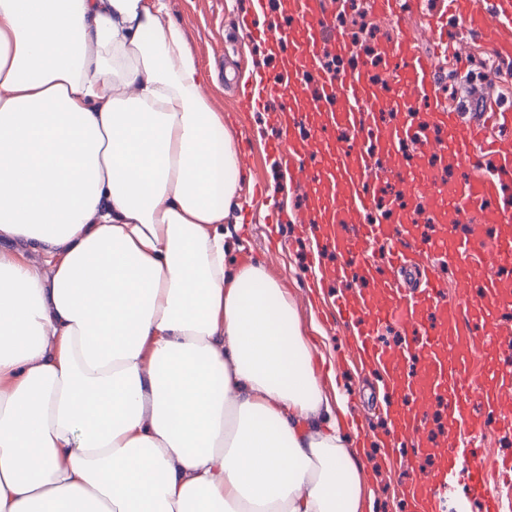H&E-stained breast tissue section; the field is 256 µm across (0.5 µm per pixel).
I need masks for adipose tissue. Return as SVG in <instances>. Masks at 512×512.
<instances>
[{
    "mask_svg": "<svg viewBox=\"0 0 512 512\" xmlns=\"http://www.w3.org/2000/svg\"><path fill=\"white\" fill-rule=\"evenodd\" d=\"M165 0H0V512H371Z\"/></svg>",
    "mask_w": 512,
    "mask_h": 512,
    "instance_id": "obj_1",
    "label": "adipose tissue"
}]
</instances>
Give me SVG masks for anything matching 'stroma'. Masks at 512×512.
<instances>
[{
	"label": "stroma",
	"instance_id": "35a3bbf8",
	"mask_svg": "<svg viewBox=\"0 0 512 512\" xmlns=\"http://www.w3.org/2000/svg\"><path fill=\"white\" fill-rule=\"evenodd\" d=\"M167 6L170 19L187 33L212 107L223 113L225 128L248 149L246 161L240 164L246 175L240 206L224 221L234 255L241 262H261L269 276L287 289L313 360L322 367L320 383L324 391L336 389L346 394L350 413L362 417L365 437L357 446L365 473L363 491L373 493L379 512H409L408 490H426L439 483L443 452L453 442L444 403L434 402L422 417L420 441L425 452L392 447L388 414L401 398L384 388V370L361 367L347 357L348 331L336 313L337 295L358 299L366 293V285L353 275L321 281L310 255L324 243L323 229L313 222L306 190L290 183L279 155L269 148L270 141L282 137L283 132L272 112L264 108L244 110L236 96L245 72L259 69L269 78L277 73V57L268 54V42L252 38L237 26L240 15L253 12V0H167ZM328 6L335 11L336 24L344 35H352V22L359 18L375 32L374 54L352 49L350 57L340 61V71L364 65L374 82H384L386 74L377 55L397 40L403 27L410 31L421 52L434 50L429 15L437 8L436 0H421L418 9L398 21L369 11L366 0H328ZM454 48L466 60L467 68L460 73L455 63L441 61L439 72L447 78L446 104L460 106L468 95L482 102L491 99L512 104V71L489 63L488 48L465 34H457ZM373 161L372 174L383 187V199L373 215H361V222L374 217L391 224L396 238L408 240L413 248L425 253L448 299L463 302L458 266L430 252L438 227L427 213L428 198H414L411 207L418 210V219L404 222L397 174L403 163L415 168L434 163L444 176L454 178L458 175V159L441 157L432 147L416 144L405 161L380 149L374 150Z\"/></svg>",
	"mask_w": 512,
	"mask_h": 512
}]
</instances>
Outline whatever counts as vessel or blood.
Segmentation results:
<instances>
[{
	"instance_id": "vessel-or-blood-1",
	"label": "vessel or blood",
	"mask_w": 512,
	"mask_h": 512,
	"mask_svg": "<svg viewBox=\"0 0 512 512\" xmlns=\"http://www.w3.org/2000/svg\"><path fill=\"white\" fill-rule=\"evenodd\" d=\"M419 0H371V9L380 15L401 17L417 8ZM448 15L434 20L440 50L449 49L453 40L449 20H456L472 38L486 43L501 64L512 65V0H448ZM261 38L287 45L279 58L276 80L281 128L292 130L289 149L272 141V150L282 151V162L303 183L313 199V207L328 235V246L341 247L351 260L370 259L373 248L387 243V270L391 274L385 298L369 296L348 302L337 296L336 309L346 323L357 329L361 360L369 366L384 367L389 387L411 399L413 406L395 412L393 440L415 437L422 414L432 398L448 395V427L458 431L459 443L448 448L447 460L438 486L427 493L412 496L413 512H438L441 499L455 493L459 478H466L471 495L483 512H499V495L489 482L490 473L512 479V458L503 459L493 469H486L471 455L479 432L486 425L490 408L512 395V378L489 372L476 390H468L464 364L448 366L444 354L463 355L470 344L481 341L480 328L488 319L484 307L462 312L459 305L443 301L441 285L431 271L419 270V252L391 246L392 228L387 224H348L353 213L377 208L381 190L370 174L372 156L360 149L337 147L340 133L360 129L371 141L388 152H397L409 141L432 145L435 151H447L462 160L461 175L451 190L438 192L431 175L410 181L408 196L427 195L433 201L440 232L434 251L459 265L460 288L468 290L477 278L475 269L460 262V254L449 251L458 223L464 222L468 207H483L490 221L503 227L499 241L488 256L492 264L512 268V142L497 140L489 128L512 130V106L487 103L484 111L470 115L452 111L439 102L442 81L438 78V53L415 50L409 33H402L388 49L385 63L393 75L388 89L382 90L362 74L344 78L327 76L318 92L300 102L295 89L322 59L323 45L335 54L348 51L344 35L337 29L323 0H297V12L285 26L261 31ZM410 96L427 112V124L418 128L401 123L387 130L371 121L372 112L394 98ZM411 284L419 287L415 301H408L401 289ZM406 315L405 325L411 335H425L414 355L418 369L404 374L405 354L380 345L376 333L395 311Z\"/></svg>"
}]
</instances>
